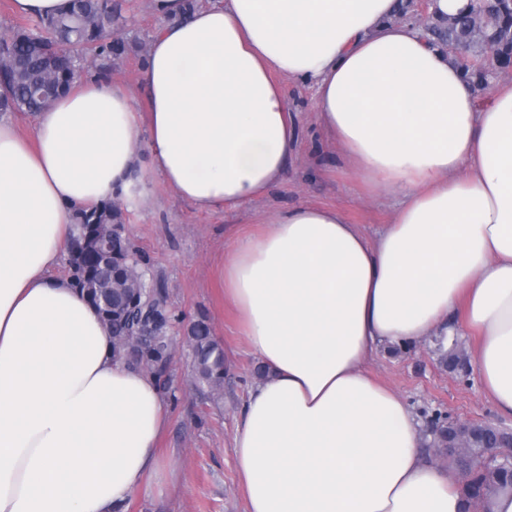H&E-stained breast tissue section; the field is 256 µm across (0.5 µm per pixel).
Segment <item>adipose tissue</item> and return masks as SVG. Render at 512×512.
<instances>
[{"label":"adipose tissue","mask_w":512,"mask_h":512,"mask_svg":"<svg viewBox=\"0 0 512 512\" xmlns=\"http://www.w3.org/2000/svg\"><path fill=\"white\" fill-rule=\"evenodd\" d=\"M164 18L150 110L91 76L29 131L0 119V512H128L164 471L155 380L56 268L76 214L152 170L201 211L280 182L301 129L278 76L315 89L322 134L365 189L375 237L334 207L271 214L224 252V297L266 375L234 453L246 512H466L412 409L364 370L389 345L472 334L485 398L512 416V80L479 100L397 0H218Z\"/></svg>","instance_id":"adipose-tissue-1"}]
</instances>
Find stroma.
<instances>
[{
  "label": "stroma",
  "instance_id": "stroma-1",
  "mask_svg": "<svg viewBox=\"0 0 512 512\" xmlns=\"http://www.w3.org/2000/svg\"><path fill=\"white\" fill-rule=\"evenodd\" d=\"M112 3L119 15L115 31L125 39L127 51L113 60L109 77L138 87L150 43L163 21L151 11L150 0ZM280 83L301 127V142L285 177L265 196L235 210L200 211L180 199L144 157L123 201L131 244L148 256L150 274L164 286L167 307L176 317V355L160 381L168 408L160 451L176 479L137 493L129 512H244L233 442L259 361L244 346L224 299L227 243L240 232L257 229L264 214L301 204L339 208L370 237L391 223L398 208V197L366 192L344 168L335 145L322 139L314 122L313 87L285 77ZM203 315L231 362L215 400L195 389L188 358L187 328ZM367 370L400 394L418 421L439 410L462 420L512 426V416L499 413L483 397L479 374L464 384L441 364L432 345H415L400 354L380 349Z\"/></svg>",
  "mask_w": 512,
  "mask_h": 512
}]
</instances>
